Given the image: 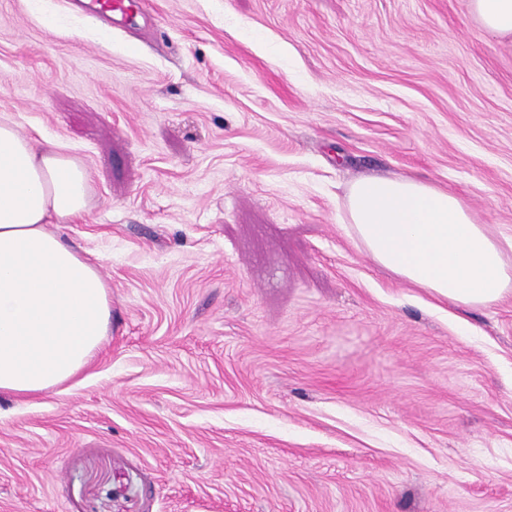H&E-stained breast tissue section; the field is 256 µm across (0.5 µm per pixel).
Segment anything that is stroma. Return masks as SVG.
Masks as SVG:
<instances>
[{"instance_id":"stroma-1","label":"stroma","mask_w":512,"mask_h":512,"mask_svg":"<svg viewBox=\"0 0 512 512\" xmlns=\"http://www.w3.org/2000/svg\"><path fill=\"white\" fill-rule=\"evenodd\" d=\"M0 115L92 173L76 377L0 398V512H512V297L372 262L349 184L512 233V41L469 0H0ZM95 7L90 15L100 19L109 17L115 23H128L134 16L135 0H93Z\"/></svg>"}]
</instances>
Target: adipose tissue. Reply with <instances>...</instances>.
<instances>
[{
    "label": "adipose tissue",
    "mask_w": 512,
    "mask_h": 512,
    "mask_svg": "<svg viewBox=\"0 0 512 512\" xmlns=\"http://www.w3.org/2000/svg\"><path fill=\"white\" fill-rule=\"evenodd\" d=\"M490 35L512 39V0H471ZM90 170L0 119V396L43 394L81 372L111 321L109 286L59 224L92 208ZM346 222L367 255L412 287L469 306L512 295V236L496 238L465 201L409 177L351 183Z\"/></svg>",
    "instance_id": "1"
}]
</instances>
